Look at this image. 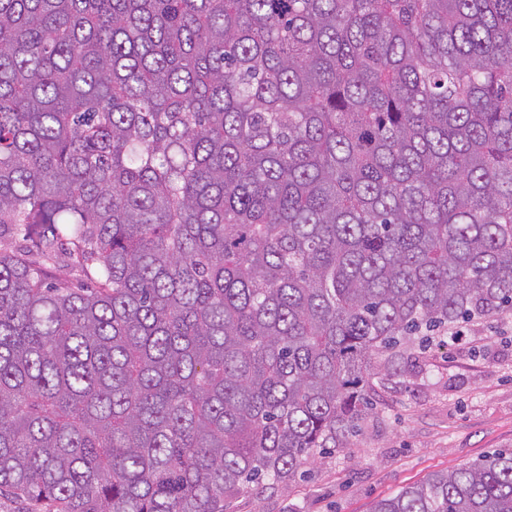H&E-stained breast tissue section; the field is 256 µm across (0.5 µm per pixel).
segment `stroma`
I'll return each instance as SVG.
<instances>
[{
    "instance_id": "35a3bbf8",
    "label": "stroma",
    "mask_w": 512,
    "mask_h": 512,
    "mask_svg": "<svg viewBox=\"0 0 512 512\" xmlns=\"http://www.w3.org/2000/svg\"><path fill=\"white\" fill-rule=\"evenodd\" d=\"M457 333L376 356L373 411L347 448L315 457L279 488L252 486L230 512H369L433 473L512 450V314Z\"/></svg>"
}]
</instances>
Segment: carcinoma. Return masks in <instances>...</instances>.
I'll list each match as a JSON object with an SVG mask.
<instances>
[{"mask_svg": "<svg viewBox=\"0 0 512 512\" xmlns=\"http://www.w3.org/2000/svg\"><path fill=\"white\" fill-rule=\"evenodd\" d=\"M502 312L512 0H0V494L227 512ZM370 512H512V451Z\"/></svg>", "mask_w": 512, "mask_h": 512, "instance_id": "cac0c4a2", "label": "carcinoma"}]
</instances>
